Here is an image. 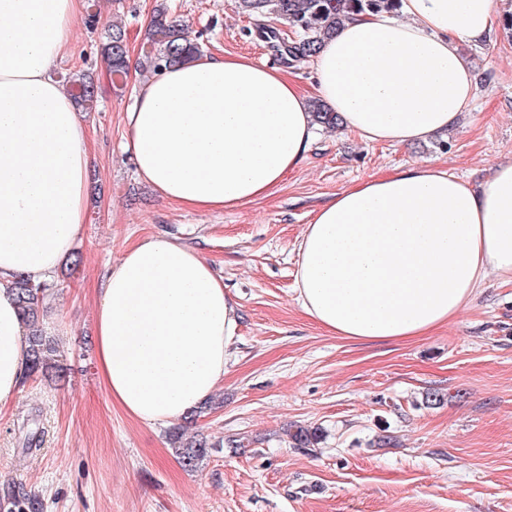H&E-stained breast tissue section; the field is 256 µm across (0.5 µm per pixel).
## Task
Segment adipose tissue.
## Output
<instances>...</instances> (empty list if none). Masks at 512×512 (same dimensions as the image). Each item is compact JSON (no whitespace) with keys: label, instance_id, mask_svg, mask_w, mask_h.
<instances>
[{"label":"adipose tissue","instance_id":"ef3b65f1","mask_svg":"<svg viewBox=\"0 0 512 512\" xmlns=\"http://www.w3.org/2000/svg\"><path fill=\"white\" fill-rule=\"evenodd\" d=\"M79 0H0V405L22 391L26 326L9 287L52 280L83 230V125L54 75ZM495 0H400L354 15L314 57V95L360 140L408 146L457 127L474 98L463 45L490 42ZM310 94V95H313ZM309 94L281 69L201 56L141 82L124 115L137 174L199 210L267 197L314 137ZM512 278V160L469 181L431 161L338 191L296 244L304 312L335 336L394 341L453 320L490 274ZM111 399L148 425L181 420L224 380L240 314L179 239L152 236L95 288Z\"/></svg>","mask_w":512,"mask_h":512}]
</instances>
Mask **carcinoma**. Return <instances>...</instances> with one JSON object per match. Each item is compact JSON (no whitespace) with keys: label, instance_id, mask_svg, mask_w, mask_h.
<instances>
[{"label":"carcinoma","instance_id":"cac0c4a2","mask_svg":"<svg viewBox=\"0 0 512 512\" xmlns=\"http://www.w3.org/2000/svg\"><path fill=\"white\" fill-rule=\"evenodd\" d=\"M398 0H237V8L256 20L255 28L246 31V35L267 44L278 64L295 67L314 57L322 41L332 37L340 25L353 14L374 11H395ZM274 16L288 24L294 38L284 39L281 32L261 22V19ZM150 50L146 52L144 68L156 74L167 68L187 64L200 53L197 43L188 38L182 25L168 18L165 9L153 13L148 29ZM101 53L106 59L110 72L124 77L128 72L127 34L123 26H108L107 40ZM98 95L94 79L83 74L74 80L71 97L76 106L87 109L93 106ZM316 121L328 128H334L340 120L339 115L328 110L316 101L312 105ZM20 314L27 325L26 360L28 374H41L60 380L64 377L59 364L56 341L47 335L43 323L46 299L61 290V283L54 280L49 283H35L30 279L17 276L12 286ZM22 450L33 451L39 443L41 430L33 418L26 419ZM288 436L295 448H310L317 441L315 431L296 426L288 429ZM172 448L179 462L193 468L204 461L211 451L221 447L205 437H184V427L179 425L171 431ZM11 504L16 512H40L41 502L28 494H17Z\"/></svg>","mask_w":512,"mask_h":512}]
</instances>
